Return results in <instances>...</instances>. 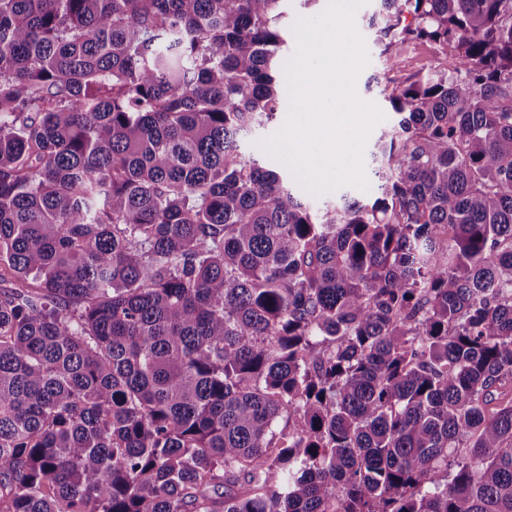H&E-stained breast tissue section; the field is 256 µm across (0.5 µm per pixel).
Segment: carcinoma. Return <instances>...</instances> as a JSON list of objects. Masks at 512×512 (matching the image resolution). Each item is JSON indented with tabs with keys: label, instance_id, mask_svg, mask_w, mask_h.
Returning a JSON list of instances; mask_svg holds the SVG:
<instances>
[{
	"label": "carcinoma",
	"instance_id": "obj_1",
	"mask_svg": "<svg viewBox=\"0 0 512 512\" xmlns=\"http://www.w3.org/2000/svg\"><path fill=\"white\" fill-rule=\"evenodd\" d=\"M280 2L0 0V512H512V0H378L457 66L318 220Z\"/></svg>",
	"mask_w": 512,
	"mask_h": 512
}]
</instances>
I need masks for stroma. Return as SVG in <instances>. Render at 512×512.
<instances>
[{"label": "stroma", "mask_w": 512, "mask_h": 512, "mask_svg": "<svg viewBox=\"0 0 512 512\" xmlns=\"http://www.w3.org/2000/svg\"><path fill=\"white\" fill-rule=\"evenodd\" d=\"M360 34L365 42L369 62L356 78V94L363 102L376 105L383 112L384 119L371 129L363 150L362 160L368 182L367 189L362 190L348 186L345 187L343 193L368 202L372 200L379 185V180L375 176L371 164V153L380 137L390 133L398 121L397 114L392 111L388 100L381 93L382 84L401 81L414 74L427 76L439 71L453 69L455 59L452 56L438 52L427 43L398 46L394 48L392 54L386 56L381 54L375 42L373 30L364 28L361 29ZM285 120V114H278L274 121L244 134L240 140L239 148L242 157L248 160H257L260 164L277 170L289 190L295 196L304 199L313 208L321 209L335 204L340 194L343 193L333 192L320 197L308 194L295 180L290 170L284 164L272 158L262 148V140L278 131Z\"/></svg>", "instance_id": "1"}]
</instances>
